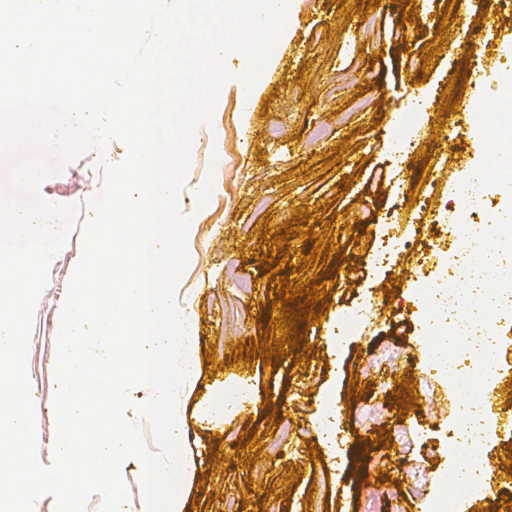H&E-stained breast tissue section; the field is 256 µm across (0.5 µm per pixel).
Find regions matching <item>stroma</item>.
Wrapping results in <instances>:
<instances>
[{
    "mask_svg": "<svg viewBox=\"0 0 512 512\" xmlns=\"http://www.w3.org/2000/svg\"><path fill=\"white\" fill-rule=\"evenodd\" d=\"M411 0H290L286 28L251 90L254 108L240 98V53H230L232 77L212 125L199 126L202 146L193 148L192 178L179 198L183 214L198 231L187 245L189 263L176 294L188 307L197 379L183 403L185 455L198 465L183 487V512H224V497L239 498L240 512H425L437 472L464 467L448 453L462 407L461 396L442 373L407 359L426 331L408 286L399 285L410 263L396 251L389 271L375 259L385 225L426 232L417 223L421 205L453 209L462 185L483 186L492 168L490 147L480 131L479 114L462 129L444 128L445 156L460 160L461 180L430 175L436 163L427 133L442 120L449 86L476 45L491 42L512 50V10L497 36L465 28L466 13L451 0H426L412 21L415 37L404 38L403 15ZM426 87L429 106L417 109L412 86ZM406 120L412 145L399 160L388 157L385 131ZM329 135L310 141L312 129ZM120 140L106 151L93 148L46 179L41 195L78 206L79 224L53 258L49 283L34 314L27 370L36 405L38 455L50 464L56 435L54 396L56 338L71 274L82 254L83 222L94 211L88 203L102 184L100 157L121 161ZM367 211L371 221L351 216ZM295 228V240L311 250L323 239L334 253L328 264L310 266L294 258L287 281L323 283L318 302L321 322L297 326L295 345L265 354H235L239 346L261 341L258 313L278 301L274 277L263 264L275 250L273 234ZM353 278H344L347 264ZM372 295L382 315L358 335L337 343L336 322ZM392 359L374 364L384 345ZM385 375L387 392L373 381ZM250 384L257 402L224 408V390ZM417 399L415 408L399 403L400 392ZM375 406L374 421H360L359 404ZM341 415L344 438L328 451L316 423L328 405ZM289 420L293 438L281 454L269 456L267 443ZM248 455V462L224 458L226 435ZM363 448L354 463V448Z\"/></svg>",
    "mask_w": 512,
    "mask_h": 512,
    "instance_id": "35a3bbf8",
    "label": "stroma"
}]
</instances>
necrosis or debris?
Returning <instances> with one entry per match:
<instances>
[{"label":"necrosis or debris","mask_w":512,"mask_h":512,"mask_svg":"<svg viewBox=\"0 0 512 512\" xmlns=\"http://www.w3.org/2000/svg\"><path fill=\"white\" fill-rule=\"evenodd\" d=\"M475 111L484 115V135L492 144L496 164L493 179V194L512 195V108L483 101L476 102ZM489 201L484 196L461 193L452 212L434 215L430 225V236L421 239L411 234L391 236L382 245L377 259L387 263L394 249L413 254L418 267L426 268L436 262L437 268L428 271L415 286L416 305L424 317L428 335L432 341L428 346L429 362L436 369L446 372L448 381L466 397L475 396L483 389L494 363L491 347L471 349V334L466 323L471 322L474 310L483 313L482 328L494 332L500 313L494 307L493 298L512 300V267L502 269L487 288H471L460 291L459 284L464 269L479 263L484 253L499 252L512 244V224L485 221ZM452 238V249L456 256L465 257V265H448L438 244L441 234ZM488 423L473 417H460L449 451L469 458L485 454L488 441ZM435 500L431 512H446L449 502L478 498L483 494L486 481L474 474L462 479L453 474H440L435 478Z\"/></svg>","instance_id":"necrosis-or-debris-1"}]
</instances>
